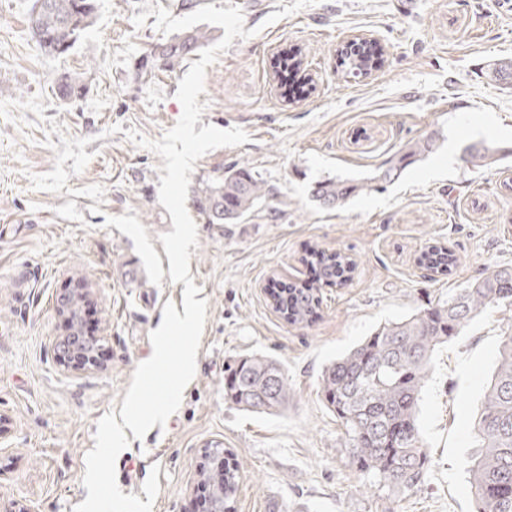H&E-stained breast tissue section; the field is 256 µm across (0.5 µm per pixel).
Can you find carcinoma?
Wrapping results in <instances>:
<instances>
[{
    "instance_id": "obj_1",
    "label": "carcinoma",
    "mask_w": 512,
    "mask_h": 512,
    "mask_svg": "<svg viewBox=\"0 0 512 512\" xmlns=\"http://www.w3.org/2000/svg\"><path fill=\"white\" fill-rule=\"evenodd\" d=\"M96 0H34L27 17L31 40L46 54L68 53L80 34L94 23ZM215 39L204 28L185 30L152 45L138 62V75L152 78L174 71ZM377 46L356 42L340 52L341 66L354 76L368 75L378 63ZM302 50L290 47L272 63L281 96L286 101L310 93L311 79L301 74ZM83 78L64 72L55 81V96L62 102L82 95ZM433 147L417 141L398 160L366 178H328L317 182L311 195L328 210L397 178L409 163ZM500 150L479 141L467 148L469 162L485 166L498 161ZM271 189L262 176L243 163L202 182L195 189L200 210L211 224H237L269 198ZM312 263L325 282H342L353 269L352 260L339 252L313 251ZM456 262L441 244L420 253L419 264L443 274ZM273 307L290 324L311 321L321 299L311 288L282 281L273 293ZM512 305V266L483 273L448 300L407 318L378 327L362 343L326 366L320 379L329 410L345 430L350 461L369 483L392 492L419 489L429 472V459L417 424L420 393L439 345L458 335L484 311ZM225 399L237 408L259 414L280 413L288 407V374L277 360L249 355L229 366ZM468 471L476 502L475 512H512V335L502 338L498 363L479 408L477 436ZM212 508L234 510L237 471L226 467L210 471L204 480Z\"/></svg>"
}]
</instances>
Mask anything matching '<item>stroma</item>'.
Listing matches in <instances>:
<instances>
[{"label": "stroma", "mask_w": 512, "mask_h": 512, "mask_svg": "<svg viewBox=\"0 0 512 512\" xmlns=\"http://www.w3.org/2000/svg\"><path fill=\"white\" fill-rule=\"evenodd\" d=\"M196 2L239 6L252 32L207 67L199 123L238 126L251 140L210 151L190 179L244 162L274 195L238 224L208 223L187 201L198 232L190 275L207 302L196 374L165 426L114 451L91 481L102 427L120 421L165 303L183 302L160 240L173 229L158 200L164 160L124 132L158 140L175 126L188 68L137 75L162 34L150 22L134 27L135 0H97L95 23L59 58L28 34L32 0H0V72L9 78L0 100L39 94L45 106L40 118L0 117V512H87L95 496L123 512H197L190 485L210 443L237 469L235 512H475L467 457L512 310L482 313L435 351L418 412L429 476L413 493L368 488L320 375L379 326L512 266V87L487 76L489 64L512 59V0H321L288 17L294 0ZM274 12L281 18L272 23ZM359 35L381 44L384 63L353 78L337 49ZM291 46L301 48L313 90L288 103L270 61ZM66 71L82 74L86 90L64 103L52 85ZM64 135L86 139L88 164L61 193L33 189L29 173L53 170L50 145ZM430 136L432 152L395 181L333 210L312 201L314 181L364 177ZM477 140L507 157L473 166L465 148ZM435 242L457 257L444 275L418 262ZM317 249L353 260L346 283L314 282L306 258ZM78 277L92 289L81 314L100 363L81 374L54 350L68 332L57 298ZM282 281L315 284L314 322L291 325L275 311L269 290ZM255 353L288 373L291 397L279 415L224 398L227 365Z\"/></svg>", "instance_id": "obj_1"}]
</instances>
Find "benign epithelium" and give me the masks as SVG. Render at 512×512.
Returning <instances> with one entry per match:
<instances>
[{
	"label": "benign epithelium",
	"mask_w": 512,
	"mask_h": 512,
	"mask_svg": "<svg viewBox=\"0 0 512 512\" xmlns=\"http://www.w3.org/2000/svg\"><path fill=\"white\" fill-rule=\"evenodd\" d=\"M88 284L76 280L58 298L57 310L68 322L66 337L57 344L59 361L73 370L97 366V339L82 334L80 308L91 298Z\"/></svg>",
	"instance_id": "1"
}]
</instances>
